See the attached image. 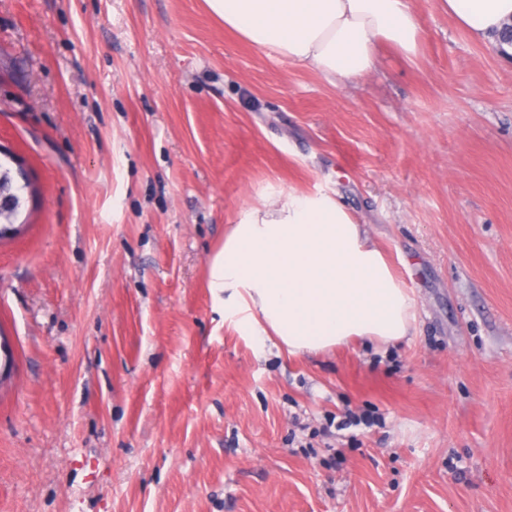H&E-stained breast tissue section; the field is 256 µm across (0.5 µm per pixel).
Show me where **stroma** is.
Here are the masks:
<instances>
[{"instance_id":"stroma-1","label":"stroma","mask_w":512,"mask_h":512,"mask_svg":"<svg viewBox=\"0 0 512 512\" xmlns=\"http://www.w3.org/2000/svg\"><path fill=\"white\" fill-rule=\"evenodd\" d=\"M411 4L418 57L333 86L206 0H0V512H512V54ZM288 191L368 225L408 336L225 316L212 257ZM19 174L23 176L20 168ZM23 177L25 179L23 184H16L11 174V169L0 161V203L1 197H3V204L2 206L0 205V224H3V227L2 225L0 227V238L11 233L12 229H14L12 224L15 223L19 215L24 191H29L30 189L29 181L25 176ZM6 204L8 206L2 211Z\"/></svg>"}]
</instances>
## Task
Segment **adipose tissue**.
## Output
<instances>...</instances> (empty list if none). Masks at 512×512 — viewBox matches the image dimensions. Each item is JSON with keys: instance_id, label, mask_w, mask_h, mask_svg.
<instances>
[{"instance_id": "obj_1", "label": "adipose tissue", "mask_w": 512, "mask_h": 512, "mask_svg": "<svg viewBox=\"0 0 512 512\" xmlns=\"http://www.w3.org/2000/svg\"><path fill=\"white\" fill-rule=\"evenodd\" d=\"M224 27L329 83L375 71V44L408 58L421 26L405 0H207ZM461 28L501 45L512 0H438ZM209 288L253 336L288 354L319 353L361 337L408 336L415 300L393 275L367 225L335 197L288 193L247 209L214 255Z\"/></svg>"}]
</instances>
